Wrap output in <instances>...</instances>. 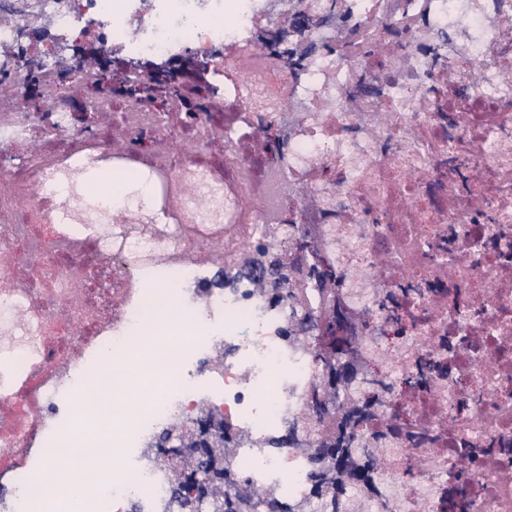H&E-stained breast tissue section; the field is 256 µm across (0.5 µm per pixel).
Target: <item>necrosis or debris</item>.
Segmentation results:
<instances>
[{
  "mask_svg": "<svg viewBox=\"0 0 512 512\" xmlns=\"http://www.w3.org/2000/svg\"><path fill=\"white\" fill-rule=\"evenodd\" d=\"M266 4L0 0V512H512V0H350L299 68ZM89 24L26 89L21 28ZM186 45L243 59L190 110L114 66ZM106 167L148 195L93 199ZM334 334L381 458L337 508Z\"/></svg>",
  "mask_w": 512,
  "mask_h": 512,
  "instance_id": "necrosis-or-debris-1",
  "label": "necrosis or debris"
}]
</instances>
